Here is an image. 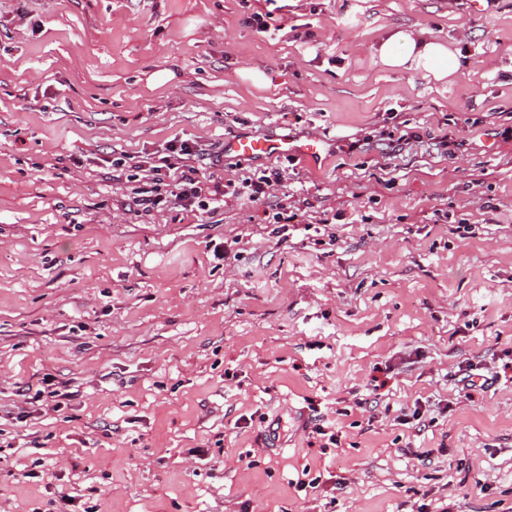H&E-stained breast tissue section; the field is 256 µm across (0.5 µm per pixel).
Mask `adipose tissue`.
I'll return each instance as SVG.
<instances>
[{
    "instance_id": "1",
    "label": "adipose tissue",
    "mask_w": 512,
    "mask_h": 512,
    "mask_svg": "<svg viewBox=\"0 0 512 512\" xmlns=\"http://www.w3.org/2000/svg\"><path fill=\"white\" fill-rule=\"evenodd\" d=\"M374 55L390 71L437 82L452 79L461 68L458 50L423 27L396 30L375 48Z\"/></svg>"
}]
</instances>
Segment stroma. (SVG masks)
Returning <instances> with one entry per match:
<instances>
[{
	"mask_svg": "<svg viewBox=\"0 0 512 512\" xmlns=\"http://www.w3.org/2000/svg\"><path fill=\"white\" fill-rule=\"evenodd\" d=\"M407 26L451 81L376 62ZM173 140L223 206L134 204ZM509 360L512 0H0V512H512ZM224 150L228 153H236L242 156L302 154L316 157L322 151V144L317 140L299 142L288 138L274 140L240 137L226 140L224 142ZM285 181L283 172L279 169L271 171L264 170L260 176L251 179V193L248 198L251 202H258L268 199L276 187L281 186Z\"/></svg>",
	"mask_w": 512,
	"mask_h": 512,
	"instance_id": "obj_1",
	"label": "stroma"
}]
</instances>
